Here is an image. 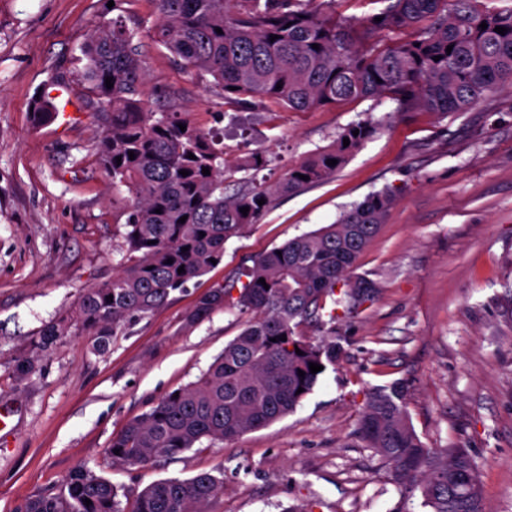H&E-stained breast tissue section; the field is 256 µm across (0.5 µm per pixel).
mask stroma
Listing matches in <instances>:
<instances>
[{"instance_id":"1","label":"stroma","mask_w":512,"mask_h":512,"mask_svg":"<svg viewBox=\"0 0 512 512\" xmlns=\"http://www.w3.org/2000/svg\"><path fill=\"white\" fill-rule=\"evenodd\" d=\"M108 0H0V512H21L77 468L109 479L129 508L145 487L210 472L223 489L207 512H392L389 465L357 433L370 392L395 381L431 448L468 449L482 512H512V84L465 112L393 114L389 100L295 112L250 109L208 88L143 36L152 109L175 103L218 133L224 186L234 193L254 156L255 185L330 146L349 124L391 114L328 181L277 196L224 245L221 262L149 318L93 352L87 336L41 350L18 377L16 359L84 288L126 263L129 193L100 163L102 128L84 107L81 47L115 11ZM56 120L36 124L40 96ZM386 190L394 199L354 276L375 297L336 324L343 347L284 419L232 441L205 439L145 466L113 465L107 448L125 424L195 382L245 320L226 306L188 324L200 296L231 284L251 257L334 223Z\"/></svg>"}]
</instances>
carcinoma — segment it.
Returning a JSON list of instances; mask_svg holds the SVG:
<instances>
[{"label": "carcinoma", "mask_w": 512, "mask_h": 512, "mask_svg": "<svg viewBox=\"0 0 512 512\" xmlns=\"http://www.w3.org/2000/svg\"><path fill=\"white\" fill-rule=\"evenodd\" d=\"M154 2L155 42L174 53L189 74L212 78L226 98H258L296 112L388 99L396 112L446 114L465 112L492 88L512 83V6L497 7L494 0H369L375 10L362 19L338 13V0ZM497 26L507 32H495ZM137 35L118 15L81 47L85 77L95 93L89 107L103 127L102 167L112 186L127 188L132 198L125 211L127 264L112 279L84 289L69 313L41 330L34 348L85 334L94 351H104L131 322L152 315L213 261H221L224 242L254 223L273 196L329 180L385 123L383 118L352 123L330 148L288 168L278 182L228 195L224 151L214 137L171 108L155 112L144 103L146 72ZM55 115L52 102L39 99L35 122ZM331 159L337 164H326ZM204 167L210 174L202 173ZM260 199L265 203L258 204ZM391 204L389 193H373L336 223L255 257L237 297L231 296L232 285L202 296L188 322L201 321L230 301L247 315L243 329L197 381L165 395L112 438V463L147 465L205 438L234 440L294 412L322 375L311 373L309 364L334 365L341 355L336 341L315 344L299 327L313 321L333 330L339 312L373 298L376 282L353 276V269ZM243 207L249 212H240ZM358 433L388 462L393 483L405 494L419 492L428 512H481L471 455L464 448L423 443L409 420L401 382L371 393ZM221 489V479L209 472L165 479L142 489L129 512H206ZM23 512L123 510L109 480L78 469L60 492L28 500Z\"/></svg>", "instance_id": "cac0c4a2"}]
</instances>
